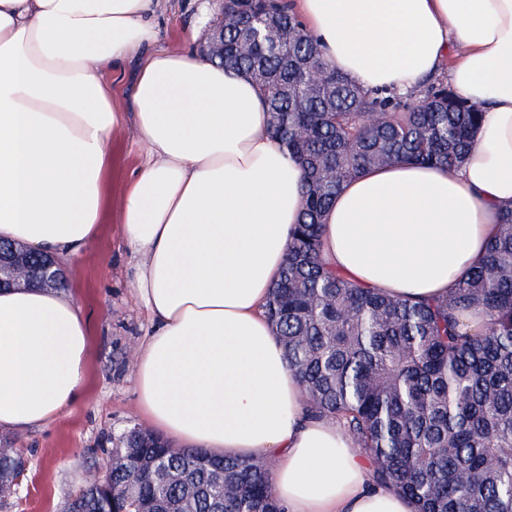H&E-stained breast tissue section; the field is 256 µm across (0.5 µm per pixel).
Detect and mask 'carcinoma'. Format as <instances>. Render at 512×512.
Wrapping results in <instances>:
<instances>
[{
  "label": "carcinoma",
  "mask_w": 512,
  "mask_h": 512,
  "mask_svg": "<svg viewBox=\"0 0 512 512\" xmlns=\"http://www.w3.org/2000/svg\"><path fill=\"white\" fill-rule=\"evenodd\" d=\"M224 55L265 96L270 137L303 166L302 220L265 305L307 410L346 428L415 512H512V209L480 266L444 299L359 287L320 258L322 218L348 180L400 160L458 165L480 107L442 81L363 88L323 57L286 0H224ZM481 308L485 328L461 321ZM103 484L67 512H285L259 457L176 448L133 427ZM0 451V506L23 472Z\"/></svg>",
  "instance_id": "1"
}]
</instances>
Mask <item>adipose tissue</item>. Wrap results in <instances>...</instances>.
Here are the masks:
<instances>
[{"label":"adipose tissue","mask_w":512,"mask_h":512,"mask_svg":"<svg viewBox=\"0 0 512 512\" xmlns=\"http://www.w3.org/2000/svg\"><path fill=\"white\" fill-rule=\"evenodd\" d=\"M326 60L367 89L417 90L445 59L481 119L458 167L401 161L346 182L324 261L363 288L438 299L476 268L512 208V0H293ZM153 0H0V240L74 257L97 237L125 115L106 72L154 41ZM145 163L122 234L153 328L133 383L141 417L184 448L272 460L287 512H414L373 482L306 393L265 317L303 171L268 132L254 81L203 53L158 52L136 81ZM88 320L62 290H0V429L51 423L81 396Z\"/></svg>","instance_id":"adipose-tissue-1"}]
</instances>
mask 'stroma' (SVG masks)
<instances>
[{
	"instance_id": "1",
	"label": "stroma",
	"mask_w": 512,
	"mask_h": 512,
	"mask_svg": "<svg viewBox=\"0 0 512 512\" xmlns=\"http://www.w3.org/2000/svg\"><path fill=\"white\" fill-rule=\"evenodd\" d=\"M218 0H157L151 20L157 31L150 52L199 50V36L218 14ZM112 167L108 198L97 240L82 254L59 260L62 290L89 321L87 378L80 398L58 420L26 431L0 429V445L21 449L25 470L6 512H61L84 487L121 435L140 424L132 381L136 347L151 329L144 307L128 283L140 261L120 233L124 193L143 162L133 126L110 138Z\"/></svg>"
}]
</instances>
